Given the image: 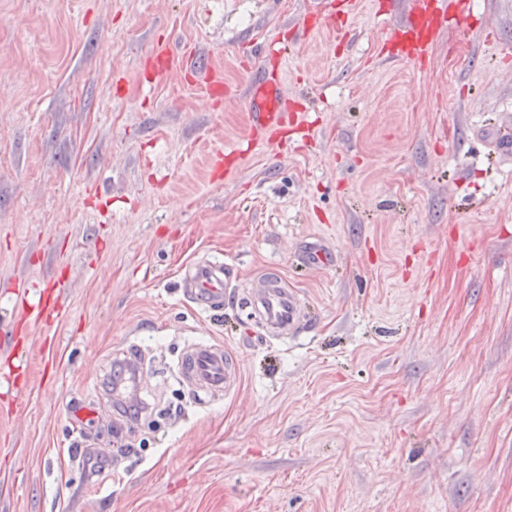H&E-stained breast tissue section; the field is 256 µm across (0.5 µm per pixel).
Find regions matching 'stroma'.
<instances>
[{
  "label": "stroma",
  "mask_w": 512,
  "mask_h": 512,
  "mask_svg": "<svg viewBox=\"0 0 512 512\" xmlns=\"http://www.w3.org/2000/svg\"><path fill=\"white\" fill-rule=\"evenodd\" d=\"M310 2L0 0V322L19 283L64 278L66 311L24 328L59 355L0 400V512H512V0H474L421 70L388 61L385 0H358L351 42L325 29L281 64L313 146L213 179L249 125L250 45ZM167 38L222 65L226 96L185 72L142 88ZM311 238L334 267L297 263ZM213 258L236 278L203 312L180 280ZM271 266L305 304L297 339L242 321ZM199 340L241 367L203 404L177 378ZM132 347L129 433L106 380Z\"/></svg>",
  "instance_id": "35a3bbf8"
}]
</instances>
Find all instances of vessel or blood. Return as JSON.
<instances>
[{
	"instance_id": "obj_1",
	"label": "vessel or blood",
	"mask_w": 512,
	"mask_h": 512,
	"mask_svg": "<svg viewBox=\"0 0 512 512\" xmlns=\"http://www.w3.org/2000/svg\"><path fill=\"white\" fill-rule=\"evenodd\" d=\"M473 20L471 0H406L403 21L389 22L383 39L394 47V56L411 65L428 60L442 33L449 28L470 26ZM339 16L335 0H318L311 20L314 28L335 29ZM294 48L293 43L271 34L265 42L254 44L250 52V93L247 101L252 121L236 146L224 155V175L232 177L239 165L261 143L276 142L288 123L296 120L291 103L282 86L281 63ZM193 55L178 51L166 42L157 43L150 51L138 76L146 85L165 79L171 69L191 65ZM334 254L326 246H305L302 261L306 266H326ZM231 272L223 264L211 261L191 263L181 288L191 302L202 310L212 309L222 301L230 285ZM259 287L243 298L242 305L263 330L274 336L295 335L301 330L300 302L278 272H269L258 280ZM61 316L57 298L45 295L23 305L24 320L53 322ZM18 324L0 326V345H10V355L19 369H26L28 353L17 343ZM179 379L190 394L203 401L220 392H231L238 372L233 356L223 346L206 341L195 343L178 362Z\"/></svg>"
}]
</instances>
